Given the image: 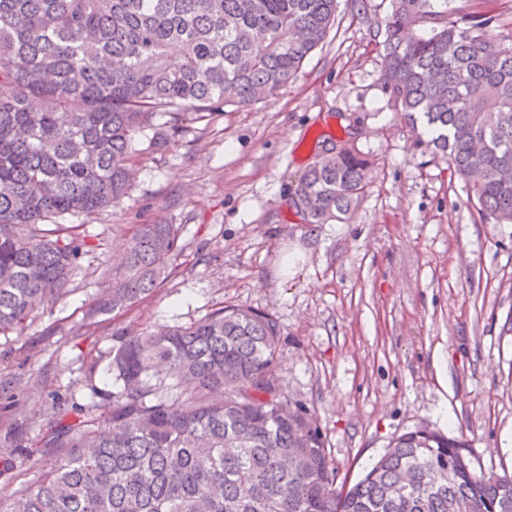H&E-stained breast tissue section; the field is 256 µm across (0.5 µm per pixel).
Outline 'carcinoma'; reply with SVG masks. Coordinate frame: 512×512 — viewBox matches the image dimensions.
<instances>
[{
	"mask_svg": "<svg viewBox=\"0 0 512 512\" xmlns=\"http://www.w3.org/2000/svg\"><path fill=\"white\" fill-rule=\"evenodd\" d=\"M437 0H391L373 27L379 81L420 147L486 224H512V30ZM337 0H0V334L64 299L90 252L78 224L132 187L139 135L159 141L276 95L336 26ZM372 161L354 137L322 145L291 195L307 224L351 217ZM52 224L54 228L47 229ZM180 227L140 224L92 312L151 295L174 270ZM281 329L250 306L112 337L119 389L73 417L47 413L37 479L0 512H512V476L478 472L464 438L416 428L350 487L314 410L277 374ZM168 379L155 380L158 363Z\"/></svg>",
	"mask_w": 512,
	"mask_h": 512,
	"instance_id": "carcinoma-1",
	"label": "carcinoma"
}]
</instances>
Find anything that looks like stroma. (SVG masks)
Listing matches in <instances>:
<instances>
[{
    "label": "stroma",
    "mask_w": 512,
    "mask_h": 512,
    "mask_svg": "<svg viewBox=\"0 0 512 512\" xmlns=\"http://www.w3.org/2000/svg\"><path fill=\"white\" fill-rule=\"evenodd\" d=\"M368 18L338 0L337 31L277 95L189 123L175 143L140 136L135 183L85 219L93 250L65 299L0 335V497L36 480L51 405L117 390L112 334L187 325L224 303L281 328L285 394L314 409L338 479L355 482L417 427L470 442L476 470L512 475V224H484L446 158L417 148L381 88ZM356 129L372 182L343 223L308 224L290 204L326 138ZM176 224L182 253L128 310L90 316L105 274L140 224ZM98 362L92 381L79 370Z\"/></svg>",
    "instance_id": "35a3bbf8"
}]
</instances>
